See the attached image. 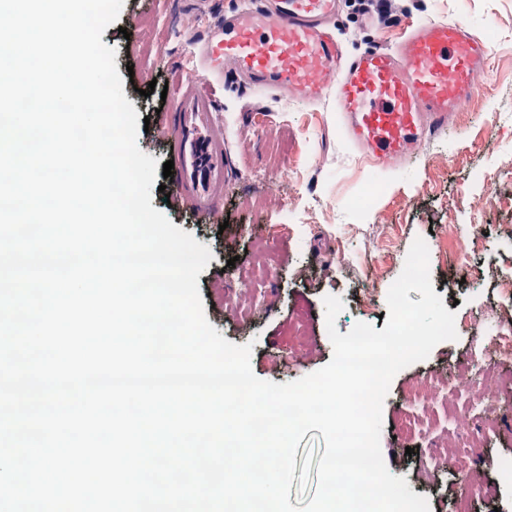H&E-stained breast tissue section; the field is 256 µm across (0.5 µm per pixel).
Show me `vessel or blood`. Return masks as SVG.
Instances as JSON below:
<instances>
[{"mask_svg": "<svg viewBox=\"0 0 512 512\" xmlns=\"http://www.w3.org/2000/svg\"><path fill=\"white\" fill-rule=\"evenodd\" d=\"M338 8L339 0H241L205 42L204 62L234 72L244 90L309 103L333 92L349 141L374 162L403 163L482 81L486 47L457 24L430 21L407 24L392 46L349 54L332 29ZM217 112L210 94L189 85L163 129L177 201L212 218L235 175Z\"/></svg>", "mask_w": 512, "mask_h": 512, "instance_id": "vessel-or-blood-1", "label": "vessel or blood"}]
</instances>
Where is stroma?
<instances>
[{
	"label": "stroma",
	"mask_w": 512,
	"mask_h": 512,
	"mask_svg": "<svg viewBox=\"0 0 512 512\" xmlns=\"http://www.w3.org/2000/svg\"><path fill=\"white\" fill-rule=\"evenodd\" d=\"M235 0H124L119 18L102 34L116 51L125 98L149 118L140 150L158 163L172 158L161 127L175 109L177 85L202 79L198 42L213 14ZM468 20L490 29L495 61L478 93L404 164L376 166L347 139L331 96L297 103L271 92L212 87L224 139L236 162L224 185L219 218L168 203L156 175L151 205L212 253L198 276L208 322L229 342L251 344V366L263 380L284 384L303 378L333 356L323 299L340 297L336 320L345 334L355 323L386 326L387 285L396 280L415 238L427 243L432 287L445 308L474 326L457 340L393 378L382 411L380 445L391 474L405 477L412 493L427 497L431 512H456L458 489L470 484L471 512H512V388L495 405L496 430L481 433L474 393L461 378L470 369L469 344L477 330L512 323V298L495 288L512 276V0H412L379 25L341 0L336 30L347 52L388 47L404 23ZM374 198H367L369 186ZM477 220L480 250L469 269L459 256L468 242L453 225ZM299 323L307 340L296 351L286 334ZM425 417L427 432L410 436L408 409ZM477 430L467 444L449 427L448 411ZM325 444L306 433L296 453L290 502L305 506L317 488Z\"/></svg>",
	"instance_id": "obj_1"
}]
</instances>
